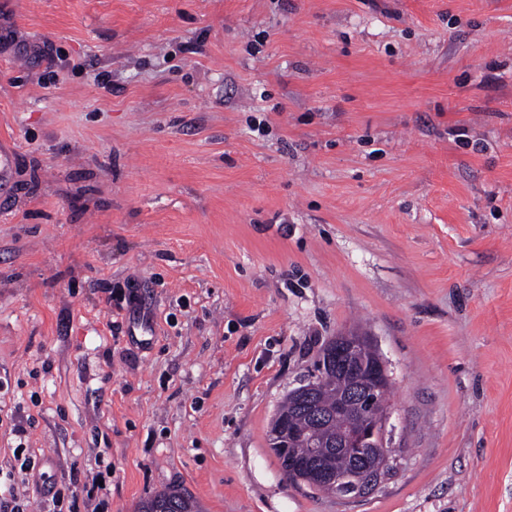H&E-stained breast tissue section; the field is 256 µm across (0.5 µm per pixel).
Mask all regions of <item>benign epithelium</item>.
<instances>
[{"label":"benign epithelium","mask_w":512,"mask_h":512,"mask_svg":"<svg viewBox=\"0 0 512 512\" xmlns=\"http://www.w3.org/2000/svg\"><path fill=\"white\" fill-rule=\"evenodd\" d=\"M318 367L321 379L336 388V411L351 415L344 429L336 434V456L363 460L373 450L385 461H390L394 449L387 443L389 401L383 396L390 375L387 363L371 337L357 332L336 336L322 354ZM313 389L312 384L305 386L297 396L298 404L306 407L313 418L314 427L288 431V438L308 448L316 447L314 431L322 421L312 402ZM304 472V466H291L288 479L314 490L334 485L339 490L336 499L340 501H351L372 493L384 476L380 469L360 465L348 471L326 465L313 471L314 479L307 483L302 477Z\"/></svg>","instance_id":"1"}]
</instances>
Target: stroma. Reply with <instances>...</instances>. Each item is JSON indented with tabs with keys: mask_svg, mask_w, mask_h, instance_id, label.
<instances>
[{
	"mask_svg": "<svg viewBox=\"0 0 512 512\" xmlns=\"http://www.w3.org/2000/svg\"><path fill=\"white\" fill-rule=\"evenodd\" d=\"M0 138V512H512V0H0ZM349 330L343 503L267 433ZM335 358L336 369L333 364ZM315 370H318L317 375L323 381L328 382L332 387L336 386V402L333 400V390L329 387L321 386L316 391L315 402L326 416L325 421L320 425L322 417L312 402L314 385L301 388L297 393L298 404L306 407L313 418L314 427L297 430L310 426L312 421L305 413L294 408L290 400L288 403L287 394L278 411L289 415V427L297 429H288V434L284 438L288 437L297 443L304 444L307 448H314L319 462L333 459L335 467L338 457L346 456L351 459L365 460L367 453L371 450L382 456L389 464L395 450L387 443L389 401L385 395L381 396V393L387 390L386 395H389L390 375L387 363L378 352L371 337L357 332L336 336L322 354L319 363L317 361ZM336 412L350 414L352 417L346 424V419L343 416H337ZM343 427L344 429L336 434ZM315 430L317 440L326 441L324 445L326 448H316ZM335 436L336 452L335 448H329ZM269 445L279 460L281 471L291 482L304 484L314 490L336 485V487H327L323 493L336 495V490H340L336 495V499L340 501H351L372 493L385 475L382 469H379L385 462L382 457L370 458V465L379 470L360 465L352 467L351 459L339 458L337 463L340 469L352 468L349 471H342L336 467L335 470L328 464L312 471L314 479L306 482L301 474L311 470L301 465L288 468V461L302 457L306 454L307 448H276L272 446L270 435ZM172 501L179 508L178 512H201L194 499L185 492L168 490L159 492L156 495L142 501L138 512H167V506Z\"/></svg>",
	"mask_w": 512,
	"mask_h": 512,
	"instance_id": "35a3bbf8",
	"label": "stroma"
}]
</instances>
